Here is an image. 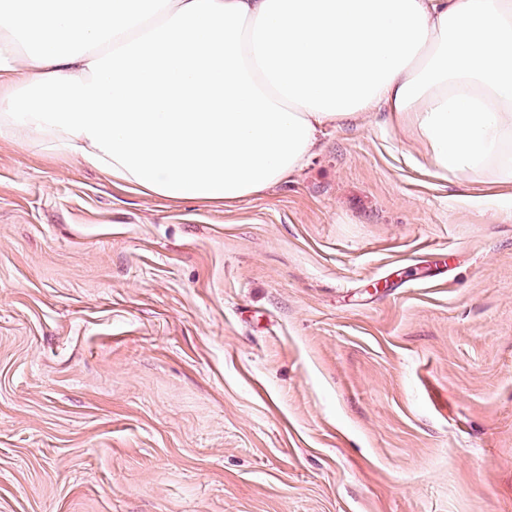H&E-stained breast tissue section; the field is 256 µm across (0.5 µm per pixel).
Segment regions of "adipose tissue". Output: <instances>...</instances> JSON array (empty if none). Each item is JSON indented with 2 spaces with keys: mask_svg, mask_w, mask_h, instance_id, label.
<instances>
[{
  "mask_svg": "<svg viewBox=\"0 0 512 512\" xmlns=\"http://www.w3.org/2000/svg\"><path fill=\"white\" fill-rule=\"evenodd\" d=\"M380 106L512 185V0H0V137L140 192L233 206Z\"/></svg>",
  "mask_w": 512,
  "mask_h": 512,
  "instance_id": "adipose-tissue-1",
  "label": "adipose tissue"
}]
</instances>
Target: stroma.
Here are the masks:
<instances>
[{
	"instance_id": "stroma-1",
	"label": "stroma",
	"mask_w": 512,
	"mask_h": 512,
	"mask_svg": "<svg viewBox=\"0 0 512 512\" xmlns=\"http://www.w3.org/2000/svg\"><path fill=\"white\" fill-rule=\"evenodd\" d=\"M0 512H512V187L381 109L232 209L0 138Z\"/></svg>"
}]
</instances>
